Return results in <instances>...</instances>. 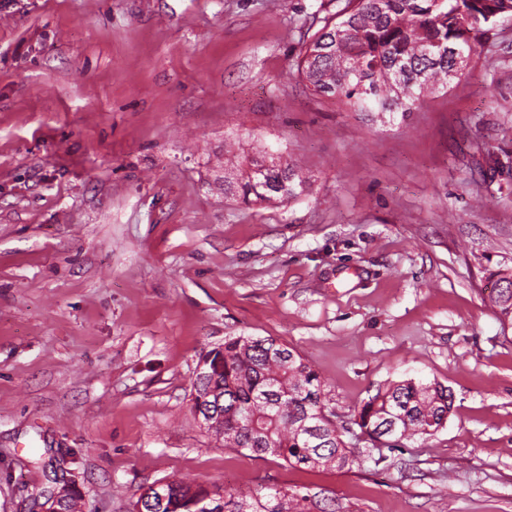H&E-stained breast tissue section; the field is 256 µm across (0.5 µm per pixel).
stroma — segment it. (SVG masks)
Listing matches in <instances>:
<instances>
[{"label":"stroma","mask_w":512,"mask_h":512,"mask_svg":"<svg viewBox=\"0 0 512 512\" xmlns=\"http://www.w3.org/2000/svg\"><path fill=\"white\" fill-rule=\"evenodd\" d=\"M336 0H0V512L75 481L130 512L181 478L320 492L328 512H512V20L465 80L381 124L294 75ZM297 198L224 195V149ZM271 336L332 390L356 462L224 447L190 390L228 336ZM453 410L390 448L354 424L390 382ZM495 276L496 282H501L503 288L492 298V304L503 328L512 329V268L501 269Z\"/></svg>","instance_id":"obj_1"}]
</instances>
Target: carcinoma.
<instances>
[{"instance_id":"1","label":"carcinoma","mask_w":512,"mask_h":512,"mask_svg":"<svg viewBox=\"0 0 512 512\" xmlns=\"http://www.w3.org/2000/svg\"><path fill=\"white\" fill-rule=\"evenodd\" d=\"M508 17L512 0H344L320 29H306L297 73L315 94L384 123L465 78L482 37ZM461 44L470 49L464 61L455 56ZM258 165L251 159L230 171L224 195L252 204L305 191L306 180L290 163L259 172ZM496 277L503 288L492 304L503 327L512 329V268ZM201 362L191 384L192 410L212 412L207 432L224 447L303 470H341L355 462L328 414L325 384L295 350L272 336H226ZM452 408L448 387L407 378L368 399L356 424L396 446L434 434ZM158 484L153 512H198L206 498L223 501L222 512H311L314 501L283 487L244 493L177 480ZM58 508L83 512L80 492L65 493Z\"/></svg>"}]
</instances>
